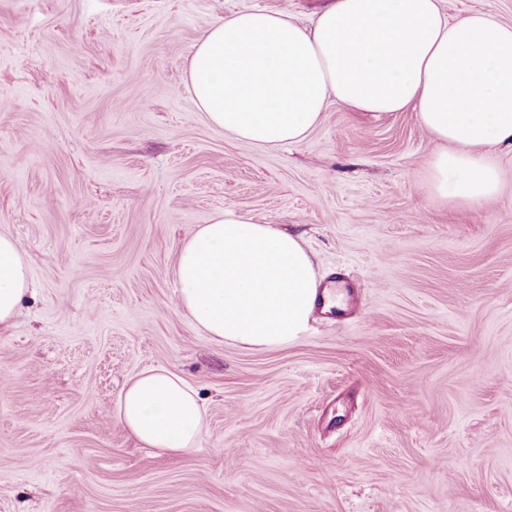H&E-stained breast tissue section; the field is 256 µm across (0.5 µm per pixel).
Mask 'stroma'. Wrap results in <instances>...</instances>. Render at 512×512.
<instances>
[{"instance_id":"1","label":"stroma","mask_w":512,"mask_h":512,"mask_svg":"<svg viewBox=\"0 0 512 512\" xmlns=\"http://www.w3.org/2000/svg\"><path fill=\"white\" fill-rule=\"evenodd\" d=\"M319 0H0V232L34 301L0 332V512H512V151L443 205L414 113L339 105L263 151L184 87L206 22ZM301 237L336 311L286 346L206 340L180 247L218 211ZM146 368L206 411L169 456L116 419Z\"/></svg>"}]
</instances>
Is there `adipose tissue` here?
I'll return each instance as SVG.
<instances>
[{
    "instance_id": "ef3b65f1",
    "label": "adipose tissue",
    "mask_w": 512,
    "mask_h": 512,
    "mask_svg": "<svg viewBox=\"0 0 512 512\" xmlns=\"http://www.w3.org/2000/svg\"><path fill=\"white\" fill-rule=\"evenodd\" d=\"M206 122L269 150L302 142L330 103L354 112L413 111L437 144L427 191L475 206L494 196L490 146L512 149V25L490 11L449 18L445 0H326L309 22L267 9L211 20L185 64ZM175 275L183 311L214 343L288 345L316 304L331 308L309 252L236 209L183 243ZM34 295L19 243L0 233V327ZM116 417L144 445L181 455L199 446L205 414L179 375L135 376Z\"/></svg>"
}]
</instances>
